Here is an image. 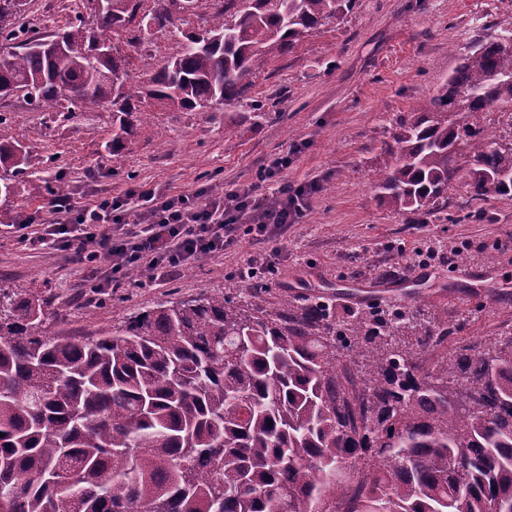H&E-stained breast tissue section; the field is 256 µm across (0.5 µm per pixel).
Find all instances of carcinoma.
<instances>
[{"mask_svg":"<svg viewBox=\"0 0 512 512\" xmlns=\"http://www.w3.org/2000/svg\"><path fill=\"white\" fill-rule=\"evenodd\" d=\"M142 2L106 0L92 23L40 33L23 0H0V95L110 102L125 115L118 142L133 98L182 110L241 98L255 56L292 50L356 0H222L134 88L112 49L141 43L147 18L164 28L184 0L149 17ZM495 111L512 112V17L397 120L380 200L445 210L462 170L471 199L511 196L512 142L485 123ZM28 160L0 114V198ZM30 187L70 195L59 172ZM47 307L0 287V512H512V336L450 344L448 320L418 306L338 322L319 299L269 307L255 292L161 304L84 340L49 335Z\"/></svg>","mask_w":512,"mask_h":512,"instance_id":"cac0c4a2","label":"carcinoma"}]
</instances>
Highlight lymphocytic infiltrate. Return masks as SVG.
<instances>
[{
    "instance_id": "lymphocytic-infiltrate-1",
    "label": "lymphocytic infiltrate",
    "mask_w": 512,
    "mask_h": 512,
    "mask_svg": "<svg viewBox=\"0 0 512 512\" xmlns=\"http://www.w3.org/2000/svg\"><path fill=\"white\" fill-rule=\"evenodd\" d=\"M317 191V183L304 184L272 204L256 198L251 186L214 200L197 194L156 198L133 224L124 217L127 200L105 198L91 207L69 200L54 206L40 235L23 237L22 243L33 250L50 245L72 251L85 279L108 288L132 266L170 276L201 256L223 251L240 235L267 241L296 223ZM256 211L263 221L244 223V216Z\"/></svg>"
}]
</instances>
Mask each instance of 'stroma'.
I'll list each match as a JSON object with an SVG mask.
<instances>
[{"instance_id": "1", "label": "stroma", "mask_w": 512, "mask_h": 512, "mask_svg": "<svg viewBox=\"0 0 512 512\" xmlns=\"http://www.w3.org/2000/svg\"><path fill=\"white\" fill-rule=\"evenodd\" d=\"M211 11L200 0L193 14L145 31L141 50L128 53L129 83L147 85L186 34L205 28ZM78 13L91 14L81 0H26L23 17L32 27L53 28ZM511 16L512 0H356L342 17L301 36L292 52L258 56L246 97L194 111L135 101L150 118L117 150L111 107L66 121L23 95L0 98V113L15 115L13 137L30 151L29 175L48 178L61 169L81 206L133 187L166 197L199 189L220 197L256 183L272 201L283 186L320 185L299 222L280 236L259 245L242 237L174 278L124 282L101 294L65 253L22 247L21 231L38 232L39 219L52 210L22 181L8 205L30 223L24 230L0 224V284L50 292L48 334L83 339L161 304L220 292L244 297L258 287L271 304L284 295L321 297L342 320L365 307L349 285L376 290L387 306L403 303L397 287L405 282L421 308L447 317L458 338L511 333L512 196L479 203L459 179L448 190L447 211L418 224L382 203L372 182L392 162L386 147L398 118L435 93L473 42L494 38L499 21ZM256 100L263 111L253 110ZM293 146L298 152L288 168L258 183L260 168ZM476 209L483 219H446ZM266 256L274 273L256 282L239 278L249 260ZM470 270L490 271L489 287H464Z\"/></svg>"}]
</instances>
